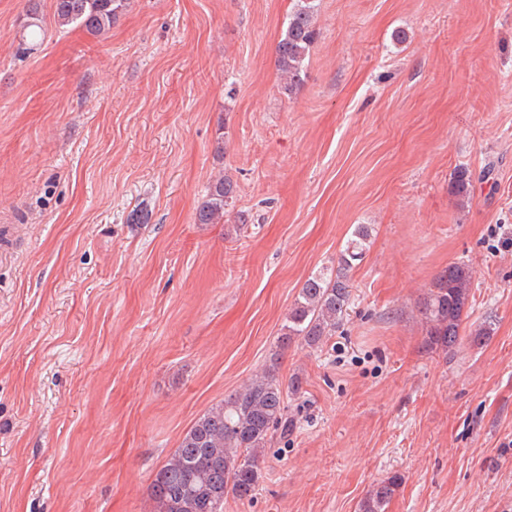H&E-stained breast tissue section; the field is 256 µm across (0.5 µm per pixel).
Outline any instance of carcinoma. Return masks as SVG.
I'll list each match as a JSON object with an SVG mask.
<instances>
[{
	"label": "carcinoma",
	"instance_id": "carcinoma-1",
	"mask_svg": "<svg viewBox=\"0 0 512 512\" xmlns=\"http://www.w3.org/2000/svg\"><path fill=\"white\" fill-rule=\"evenodd\" d=\"M129 6V0H52L53 24L61 31L80 28L92 36L110 32ZM315 0H296L288 26L276 45V67L283 76L282 90L291 95L304 81V64L318 37ZM17 52L33 50L46 34L39 0H29L21 25ZM471 174L455 170L451 188L457 196H470ZM236 184L230 178L213 183L196 209V222L215 224L224 218ZM371 237L360 224L347 241L337 266L325 268L305 280L288 312L278 337V347L300 340L317 347L336 333L347 313L351 291L349 272ZM472 273L464 263H451L427 289L419 312L425 326L424 347L448 354L463 338L478 343L491 336V324L470 331L464 319L471 308ZM278 362L253 376L224 402L203 414L186 432L178 448L156 472L150 486L153 512H224V499L252 500L262 478L261 463L274 431H288L289 395L300 391L295 376L283 385ZM403 477L394 472L375 482L360 501L358 512H386Z\"/></svg>",
	"mask_w": 512,
	"mask_h": 512
}]
</instances>
